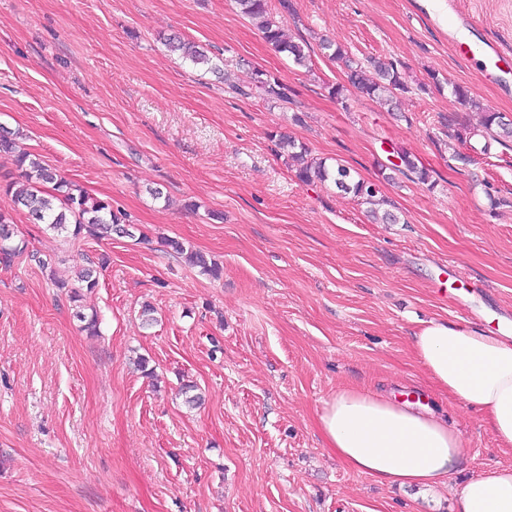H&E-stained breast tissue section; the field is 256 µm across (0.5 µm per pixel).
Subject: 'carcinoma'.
I'll list each match as a JSON object with an SVG mask.
<instances>
[{"instance_id":"carcinoma-1","label":"carcinoma","mask_w":512,"mask_h":512,"mask_svg":"<svg viewBox=\"0 0 512 512\" xmlns=\"http://www.w3.org/2000/svg\"><path fill=\"white\" fill-rule=\"evenodd\" d=\"M235 2L241 13L258 21L263 39L277 52L286 54L298 66H309L310 56L305 46L288 39L280 22L272 15L271 0ZM167 46L170 51L181 53L196 66L218 69L210 56L177 36L168 38ZM321 49L329 59L344 62L348 81L359 93L391 108L398 107L397 96L407 90V85L397 68L375 59L368 60V64L365 65L352 58L344 47L329 38L322 40ZM252 88L269 99L285 103L289 100L288 85L263 70L255 71ZM451 93L462 103L477 108L482 113V123L479 126L465 134H456L460 143L467 142L472 136L493 137L497 129L506 136H512V123L504 120L500 113L471 100L467 87L453 84ZM279 144L287 151L288 158L296 162V177L300 182L310 185L330 181L337 190L353 195L363 204H377V197L380 194L378 185L357 176V172L350 167L339 162L329 165L324 159L308 157V149L295 143L286 134L279 136ZM398 159L400 163L394 165V170L402 174L409 172L423 184L430 182V172L419 166L416 158L401 151L398 153ZM15 164L18 176L6 185V191L12 194L15 202L26 208L35 223L45 224L56 232L67 233L74 239L85 235L97 237L112 233L133 235L130 231L132 224L126 216L114 213L109 202L91 196L79 185L62 178L56 179L55 174L45 166L39 156L21 152L15 155ZM43 182L55 183L54 192L44 190L41 186ZM9 224L10 219L0 214V263L5 266L10 265L13 259L23 252V247L12 241ZM189 258L194 265L200 267L201 272L213 278L220 276L218 264L202 254L192 252Z\"/></svg>"}]
</instances>
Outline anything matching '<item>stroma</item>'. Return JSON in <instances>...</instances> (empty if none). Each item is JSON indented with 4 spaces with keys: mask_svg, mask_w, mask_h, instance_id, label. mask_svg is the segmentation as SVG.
<instances>
[{
    "mask_svg": "<svg viewBox=\"0 0 512 512\" xmlns=\"http://www.w3.org/2000/svg\"><path fill=\"white\" fill-rule=\"evenodd\" d=\"M291 3L280 18L307 44L308 69L235 0H0V128L134 225L74 240L31 223L4 189L17 170L0 154V212L26 247L0 265V512H456L464 479L512 466L410 346L430 321L487 332L512 315V138L455 137L482 106L512 120V88L479 74L475 55L490 41L512 64V0H454L444 22L420 0ZM464 16L465 58L448 40ZM323 34L396 65L400 111L360 96L322 55ZM169 35L223 58L240 85L276 75L290 101L229 96L224 73L166 50ZM281 132L378 181L400 223L300 183ZM398 149L431 183L379 180ZM168 238L217 259L221 278ZM102 255L81 301L53 286ZM462 301L474 317L462 319ZM82 313L98 314L99 335L81 332ZM184 380L200 407L185 406ZM343 387L421 395L447 417L464 448L447 485L381 484L326 448L318 416Z\"/></svg>",
    "mask_w": 512,
    "mask_h": 512,
    "instance_id": "stroma-1",
    "label": "stroma"
}]
</instances>
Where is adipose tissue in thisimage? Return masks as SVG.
<instances>
[{"label":"adipose tissue","instance_id":"adipose-tissue-1","mask_svg":"<svg viewBox=\"0 0 512 512\" xmlns=\"http://www.w3.org/2000/svg\"><path fill=\"white\" fill-rule=\"evenodd\" d=\"M434 386L476 411L500 448L512 450V338L432 321L412 339ZM319 429L351 469L402 488L444 485L463 454L429 405L342 388L325 402ZM457 512H512V466L490 467L458 490Z\"/></svg>","mask_w":512,"mask_h":512}]
</instances>
